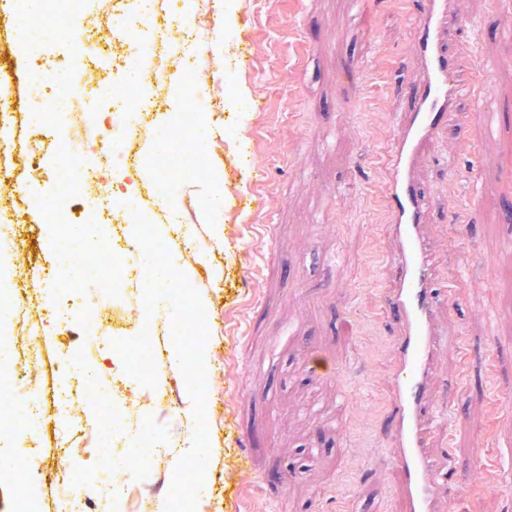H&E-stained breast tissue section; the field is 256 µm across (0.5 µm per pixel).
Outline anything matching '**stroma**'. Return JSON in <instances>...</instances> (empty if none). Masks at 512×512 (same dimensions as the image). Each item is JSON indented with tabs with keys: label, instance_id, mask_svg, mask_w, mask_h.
<instances>
[{
	"label": "stroma",
	"instance_id": "stroma-1",
	"mask_svg": "<svg viewBox=\"0 0 512 512\" xmlns=\"http://www.w3.org/2000/svg\"><path fill=\"white\" fill-rule=\"evenodd\" d=\"M420 7L421 0H370L362 15L352 0L212 2L202 54L219 57L225 33L236 34L228 63L234 87L223 109L201 116L214 144L211 177L167 185L194 246L176 249L175 267L208 298L199 313L206 346L170 342L146 312L122 322L95 353L98 366L116 374L138 338L166 348L167 378L157 386L163 404L123 388L110 405L140 412L157 432L170 426L171 407L182 422L202 426L161 464L155 487L164 494L198 462L212 482L190 512H349L356 500L368 512L397 506L387 453L394 357L382 304L392 277L384 184L415 53L408 27ZM467 8L479 30L460 35L458 48L502 61L477 73L472 103L497 107L501 133L479 137L461 113L444 155L427 157L420 172L434 199L427 232L441 244L436 283L448 293L440 319L451 336L434 380L448 427L434 448L465 477L481 476L461 495L462 512H512V282L499 276L512 263V224L504 219L512 203V42L500 37L512 0H467ZM20 19L43 22L22 0H0V68L28 65L23 43L6 41ZM364 63L374 73L366 85L350 76ZM250 100L257 111H247ZM237 124L241 139L226 138ZM136 146L140 168L100 174L113 196L159 186L163 142ZM484 169L489 178L471 193ZM206 200L222 223L203 222ZM489 251L495 264L483 260ZM67 341L47 324L40 339L47 384L62 379L78 353ZM313 352L338 363L333 377L310 371ZM194 362L201 381L190 388L182 373ZM342 388L352 394L343 408ZM300 449L311 453L309 470L279 486L274 475L287 472Z\"/></svg>",
	"mask_w": 512,
	"mask_h": 512
}]
</instances>
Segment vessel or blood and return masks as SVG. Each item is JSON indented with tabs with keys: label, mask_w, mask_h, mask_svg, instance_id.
<instances>
[{
	"label": "vessel or blood",
	"mask_w": 512,
	"mask_h": 512,
	"mask_svg": "<svg viewBox=\"0 0 512 512\" xmlns=\"http://www.w3.org/2000/svg\"><path fill=\"white\" fill-rule=\"evenodd\" d=\"M411 28L418 45L408 107L395 115L396 146L385 178L391 214L387 262L395 276L383 302L395 325L397 363L391 372L390 447L398 469L400 512H436L440 496L459 512V481L441 477L430 450L444 423L432 403L433 374L448 336L437 321L446 298L436 291V249L426 231L430 200L418 182L425 157L457 120L462 100L477 91L472 57L453 50L458 31L473 30L465 0H424Z\"/></svg>",
	"instance_id": "vessel-or-blood-1"
}]
</instances>
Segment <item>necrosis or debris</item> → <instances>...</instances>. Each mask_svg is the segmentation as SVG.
Wrapping results in <instances>:
<instances>
[{"label":"necrosis or debris","instance_id":"necrosis-or-debris-1","mask_svg":"<svg viewBox=\"0 0 512 512\" xmlns=\"http://www.w3.org/2000/svg\"><path fill=\"white\" fill-rule=\"evenodd\" d=\"M39 12L48 23L39 28L23 27L21 38L31 63L16 74L17 98L26 108L22 118L8 110V95L0 93V254L19 256L13 215L30 216L33 223H43L54 215L69 223L79 221L101 224L105 220H122L127 225H140L143 212L141 196L132 194L107 200V188L100 182L99 167L91 161L93 142H101L102 153L115 158L120 165L139 161L134 149L138 131L154 130L153 110L160 106L165 81L170 74L184 81V109L179 128L185 131L184 152L206 153L199 140L198 115L217 108L221 90L208 86L205 65L198 48L208 32L202 20L185 19L171 24L168 0H98V13L90 21L71 29L61 28L56 19L72 11L75 0H35ZM178 38H171V31ZM69 38L78 48L94 44L90 58L75 57L60 73L39 65L45 43ZM134 45L133 55H120L113 50L114 39ZM111 112L112 129L104 131L93 119L94 111ZM23 121L29 137L15 142L16 121ZM61 137L63 148L57 165L67 170L57 192L44 196L33 191L29 183L39 171L38 157L46 156L43 142L37 136L43 130ZM82 216H75V208ZM156 248L150 238H143L136 250L120 246L118 234H110L97 247V258L90 264L94 272L130 283L142 280L148 263L155 258ZM79 252L78 247L56 249L55 269L47 277L33 276L0 289V392L11 394L7 410L0 411V433L31 440L42 438L48 421L46 400L66 403L70 412L54 423L57 433L72 438L89 435L90 430L79 413L86 393L104 398L124 386L138 389L159 369L163 356L159 353L135 352L129 370L119 379L107 378L92 358L101 337L111 335L114 326V304L106 294L80 302L59 301L52 311L58 324L80 325L85 333L79 361L66 382L47 394L41 381L43 362L32 338L40 328L29 308L31 290L47 284L59 291L72 289L67 271ZM191 424H177L170 433L155 436L151 447H144L140 421L131 415L112 416L110 443L100 451L108 459L107 467L93 479L74 476L64 471L55 473L53 482L63 490L59 512H121L129 487L121 481L124 473L149 481L161 463L182 445V435L194 434ZM44 471L41 449H31L21 459L0 465V476L14 485L26 512H35L41 499V486L33 482V474Z\"/></svg>","mask_w":512,"mask_h":512}]
</instances>
